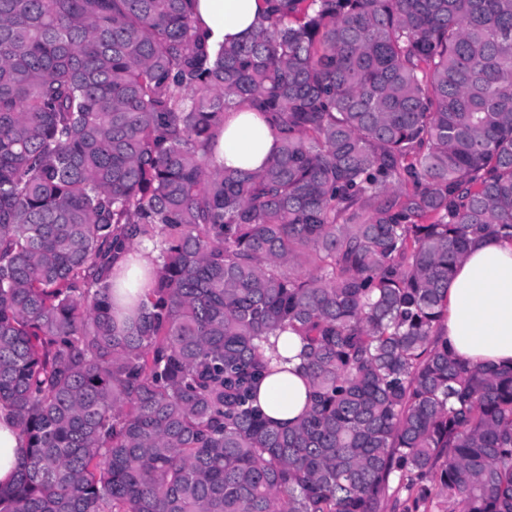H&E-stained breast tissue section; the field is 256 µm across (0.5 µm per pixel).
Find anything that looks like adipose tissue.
Instances as JSON below:
<instances>
[{"label": "adipose tissue", "instance_id": "1", "mask_svg": "<svg viewBox=\"0 0 512 512\" xmlns=\"http://www.w3.org/2000/svg\"><path fill=\"white\" fill-rule=\"evenodd\" d=\"M265 0H195L197 27L211 41L235 43L251 35ZM279 144L275 129L249 111L229 113L218 136L225 167L255 171ZM448 348L467 365L512 366V243L485 238L474 243L448 282ZM281 386L263 384L258 403L277 421L297 419L307 404L304 378L285 374Z\"/></svg>", "mask_w": 512, "mask_h": 512}]
</instances>
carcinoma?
<instances>
[{"instance_id": "carcinoma-1", "label": "carcinoma", "mask_w": 512, "mask_h": 512, "mask_svg": "<svg viewBox=\"0 0 512 512\" xmlns=\"http://www.w3.org/2000/svg\"><path fill=\"white\" fill-rule=\"evenodd\" d=\"M192 2L0 0V512H512V367L444 336L512 242V0H266L218 47ZM238 108L280 134L256 172L214 160ZM152 244L150 242H143L141 245L135 247L131 252L121 258L115 265V279L114 281L120 285L124 280L125 275L131 274L133 271L141 272L142 270L153 269ZM284 379L281 386L272 388V379ZM260 388L258 404L263 411L277 421L297 419L307 404V387L304 378L295 372L274 376ZM20 441L9 412L0 410V485L9 486L14 479Z\"/></svg>"}]
</instances>
